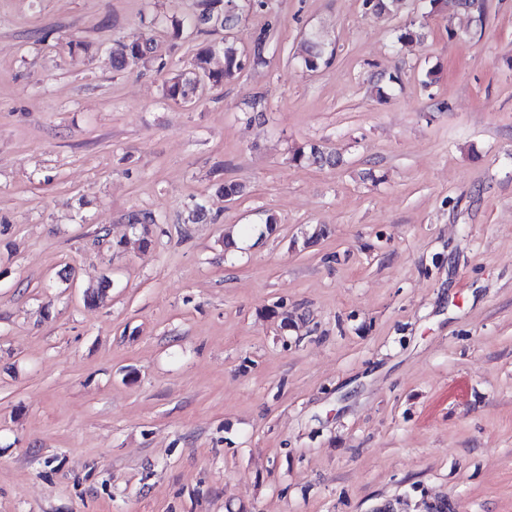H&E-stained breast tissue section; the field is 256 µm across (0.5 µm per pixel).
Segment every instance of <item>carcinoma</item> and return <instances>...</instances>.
<instances>
[{
  "mask_svg": "<svg viewBox=\"0 0 512 512\" xmlns=\"http://www.w3.org/2000/svg\"><path fill=\"white\" fill-rule=\"evenodd\" d=\"M232 0H198L197 12L191 25L199 34L211 35L235 26L238 21V10L231 6ZM112 58L120 69L136 67L146 63L154 52V43L147 39L118 41L111 48ZM221 54L224 57V68L216 70L211 67L213 58ZM330 55L326 47L313 34L306 39L305 56L301 65L314 71L328 63ZM246 61L238 55L235 48L224 41L209 42L200 46L193 58L191 69L172 77L165 83V96L173 101L190 104L199 94L200 87L209 83L221 85L225 79L232 77L241 70ZM295 162L334 166L340 158L326 147L319 144H304L297 147L292 155ZM218 191L226 198L238 199L246 194V186L234 181H223L218 184Z\"/></svg>",
  "mask_w": 512,
  "mask_h": 512,
  "instance_id": "carcinoma-1",
  "label": "carcinoma"
}]
</instances>
